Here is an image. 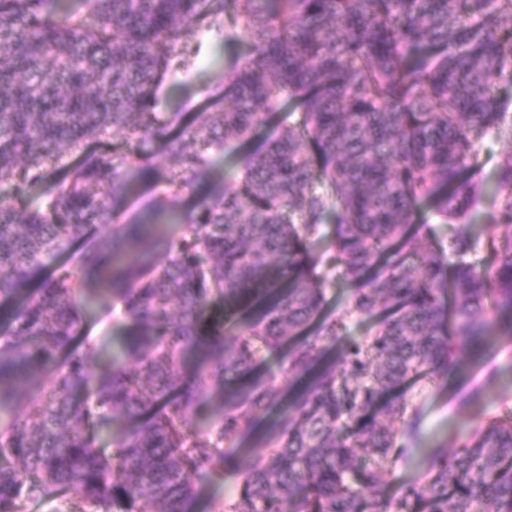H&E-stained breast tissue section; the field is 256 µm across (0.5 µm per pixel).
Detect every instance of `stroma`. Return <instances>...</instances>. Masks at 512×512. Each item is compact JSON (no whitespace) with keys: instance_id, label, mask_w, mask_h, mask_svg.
Returning a JSON list of instances; mask_svg holds the SVG:
<instances>
[{"instance_id":"stroma-1","label":"stroma","mask_w":512,"mask_h":512,"mask_svg":"<svg viewBox=\"0 0 512 512\" xmlns=\"http://www.w3.org/2000/svg\"><path fill=\"white\" fill-rule=\"evenodd\" d=\"M205 60L164 98L167 112H182L218 97L222 85L217 65L208 63L211 47H204ZM492 349L482 361L465 359V369L448 388L418 384L412 391L425 411L422 440L408 466L388 472L390 488L415 479L426 468L434 449L452 445L472 429L512 406V336L501 329L490 333Z\"/></svg>"}]
</instances>
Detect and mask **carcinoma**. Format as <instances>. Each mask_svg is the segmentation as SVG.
Returning a JSON list of instances; mask_svg holds the SVG:
<instances>
[{
	"mask_svg": "<svg viewBox=\"0 0 512 512\" xmlns=\"http://www.w3.org/2000/svg\"><path fill=\"white\" fill-rule=\"evenodd\" d=\"M206 34L245 46L224 104L158 111ZM487 140L512 141V0H0V512H193L231 473L217 512H512L511 407L385 482L411 386L512 335V152L484 235ZM102 297L108 362L81 334ZM149 197L150 191L148 182L138 180L136 190L130 196L127 203L126 219L138 218L143 213ZM270 421V414L261 416L255 423L254 427L245 436L242 442V448L245 449L238 454L240 460L244 464L250 462L263 451L264 448L260 447V439L262 434L268 428Z\"/></svg>",
	"mask_w": 512,
	"mask_h": 512,
	"instance_id": "1",
	"label": "carcinoma"
}]
</instances>
